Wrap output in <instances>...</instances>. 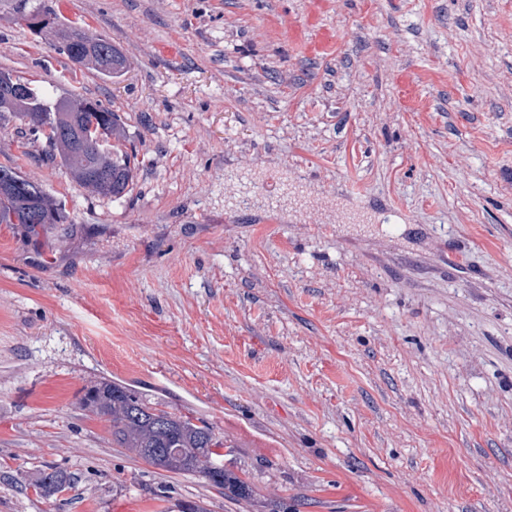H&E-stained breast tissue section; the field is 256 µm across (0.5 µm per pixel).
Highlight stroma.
<instances>
[{
  "instance_id": "35a3bbf8",
  "label": "stroma",
  "mask_w": 512,
  "mask_h": 512,
  "mask_svg": "<svg viewBox=\"0 0 512 512\" xmlns=\"http://www.w3.org/2000/svg\"><path fill=\"white\" fill-rule=\"evenodd\" d=\"M41 3L125 73L21 0L0 70L102 101L139 168L92 195L0 114L68 214L0 224V512H512V0ZM272 178L301 202L237 206ZM104 379L212 427L250 498L113 447ZM77 31V38L71 42L67 31ZM91 38V37H90ZM88 38L80 27L66 26L60 29V48L63 54L71 60L91 65L97 75L106 78H115L127 68V60L120 51L112 45L110 40L104 38ZM89 50L92 55H89ZM112 62V70L109 68ZM70 483V476L63 471L53 470L43 473L38 479L36 488L45 496H52L62 491Z\"/></svg>"
}]
</instances>
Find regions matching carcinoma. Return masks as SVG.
Masks as SVG:
<instances>
[{
	"mask_svg": "<svg viewBox=\"0 0 512 512\" xmlns=\"http://www.w3.org/2000/svg\"><path fill=\"white\" fill-rule=\"evenodd\" d=\"M76 40L68 28L60 29V51L89 65L97 75L115 78L127 60L112 42L88 38L79 27ZM0 112H10L34 139H46L49 160L58 161L72 178L94 195L121 197L136 178L134 154L122 149L124 138L118 116L99 100L81 97L51 100L30 83L11 79L0 85ZM65 202L24 177L15 167L0 165V224H22L36 234L47 224H62ZM81 405L109 423L112 446L124 448L157 470L199 473L224 496L245 499L249 485L234 472H209L212 460L222 457L223 439L206 423L150 402L142 394L110 381L87 390ZM70 483L59 470L43 474L36 488L52 496Z\"/></svg>",
	"mask_w": 512,
	"mask_h": 512,
	"instance_id": "carcinoma-1",
	"label": "carcinoma"
}]
</instances>
